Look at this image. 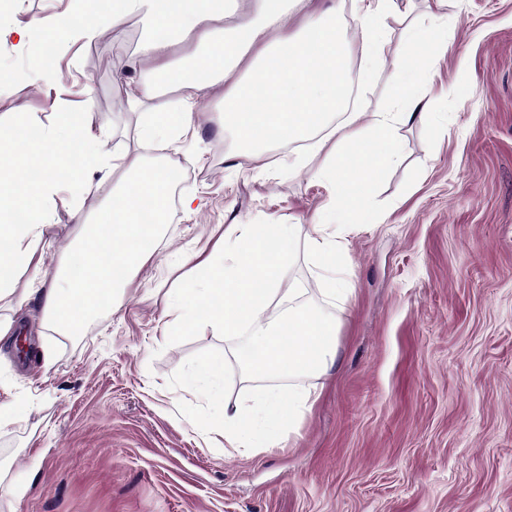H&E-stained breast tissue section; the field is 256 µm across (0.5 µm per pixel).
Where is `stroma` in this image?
<instances>
[{
	"instance_id": "35a3bbf8",
	"label": "stroma",
	"mask_w": 512,
	"mask_h": 512,
	"mask_svg": "<svg viewBox=\"0 0 512 512\" xmlns=\"http://www.w3.org/2000/svg\"><path fill=\"white\" fill-rule=\"evenodd\" d=\"M73 0H12L0 35V125L68 102L89 128L109 133L99 150L142 147L181 168L163 234L140 269L78 336L50 325L36 301L0 298V512H512V0H448V44L413 55L401 41L425 24L420 0L389 18L386 57H407L421 78L430 119L399 127L398 163L372 185L362 210L376 224L345 228L353 293L340 304L322 290L305 241L280 260L279 296L328 316L339 365L291 377L239 366L243 339L196 323L173 332L178 291L208 285L223 265L233 224H312L335 192L322 158L288 167L270 143L236 168L239 145L210 112L198 133L139 145L137 114L113 81L152 64L134 48L148 24L130 17L86 43L66 39L50 79L38 76L15 29ZM354 103L387 111L397 80L365 70L352 52ZM100 173L86 164L85 190L61 183L39 270L20 291L59 271L78 249L74 208L94 211ZM194 197L192 208L183 201ZM29 348L20 353L18 336ZM220 360L218 387L193 380ZM290 388L310 406L273 448L224 446L225 406L259 414L260 395Z\"/></svg>"
}]
</instances>
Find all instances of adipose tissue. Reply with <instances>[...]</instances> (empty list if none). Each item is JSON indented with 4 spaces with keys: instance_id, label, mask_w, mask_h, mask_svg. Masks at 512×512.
Instances as JSON below:
<instances>
[{
    "instance_id": "1",
    "label": "adipose tissue",
    "mask_w": 512,
    "mask_h": 512,
    "mask_svg": "<svg viewBox=\"0 0 512 512\" xmlns=\"http://www.w3.org/2000/svg\"><path fill=\"white\" fill-rule=\"evenodd\" d=\"M102 26L71 28L69 19L50 15L18 30L19 46L36 65L50 61L44 35L71 30L75 39L90 40L103 26L119 27L130 16L147 18L148 35L135 53L152 60L150 76L137 80L116 75L128 111L140 113L138 136L151 140L196 130L199 94L220 92L221 124L233 132L242 150L238 161L250 160L253 149L268 143L307 142L294 165L325 155L322 172L338 194H367L375 176L399 162L398 126L425 122L421 97L409 93L414 73L403 59L393 60L401 88L389 112L376 113L371 125L344 105L350 45L340 32L342 0L319 10L311 0H252V13L232 17L227 0H106ZM400 0H365L359 16V52L370 65L385 59L386 20L399 13ZM305 18L301 31L287 30L288 15ZM198 36L203 53L180 67L167 60L171 46ZM178 93L169 105L167 91ZM57 113L32 114L7 136H0V295L10 292L17 272L40 265L38 245L53 220L50 200L63 171H75L83 158L97 162V187L103 198L94 213H78L82 249L89 260L81 274L31 281L25 296L36 300L54 328L69 334L94 317L103 302L112 301L143 264L147 244L158 239L169 204L165 168L151 167L140 150L126 148L102 158L101 137L88 128L43 136L56 125ZM348 215L334 205L325 221L301 224H234L224 235V273L213 287L185 288L180 293L174 326L204 321L252 341L246 370L256 375L293 376L324 372L338 360L332 326L305 307L289 308L277 324L263 316L277 293L282 255L300 239L309 244L316 265L325 273L329 297L346 301L352 293L344 234L326 236L325 224L344 225ZM307 396L276 390L264 397L263 415L242 410L224 416V437L238 447L268 442L305 409Z\"/></svg>"
}]
</instances>
